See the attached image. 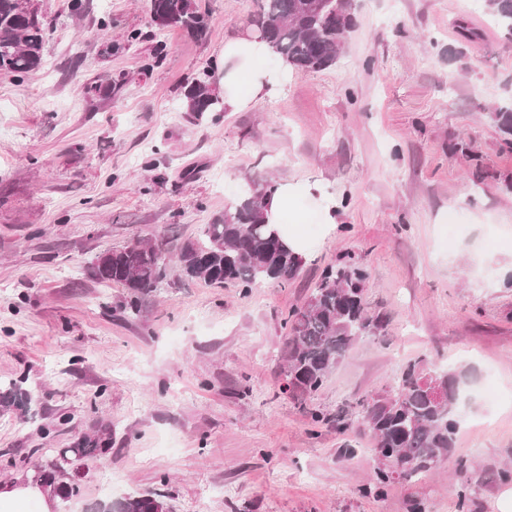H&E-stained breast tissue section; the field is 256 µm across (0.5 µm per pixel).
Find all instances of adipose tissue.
Instances as JSON below:
<instances>
[{"label": "adipose tissue", "mask_w": 512, "mask_h": 512, "mask_svg": "<svg viewBox=\"0 0 512 512\" xmlns=\"http://www.w3.org/2000/svg\"><path fill=\"white\" fill-rule=\"evenodd\" d=\"M266 53V45L254 38L225 41L221 82L226 107L241 109L253 99L272 93L287 78V67L271 69L263 65ZM301 191V186L282 184L269 197L265 208L267 223L284 229L286 240L298 251L304 250L306 244L296 232L287 231L286 224L290 215V201ZM56 500L57 495L52 487L29 480L0 485V512H28L29 505L34 502L39 504L40 512H51Z\"/></svg>", "instance_id": "obj_1"}]
</instances>
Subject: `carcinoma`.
<instances>
[{"label":"carcinoma","mask_w":512,"mask_h":512,"mask_svg":"<svg viewBox=\"0 0 512 512\" xmlns=\"http://www.w3.org/2000/svg\"><path fill=\"white\" fill-rule=\"evenodd\" d=\"M257 10L247 26L268 43L271 53L295 71H321L336 64L345 36L354 27L352 0H256ZM494 20L512 39V0H486ZM150 13L165 18L167 26L203 36L207 19L193 0H149ZM47 24L42 14L24 0H0V71L25 77L42 66ZM211 72L194 79L184 91V111L201 117L218 111ZM275 186L253 178L241 195L202 228L204 242L145 244L132 241L97 259L93 274L101 282L121 283L139 297L148 295L170 276L166 260L177 259L178 277L203 280L222 287L231 282L247 290L263 282L288 283L301 258L266 224L265 203ZM364 268L342 266L324 271L307 304L288 315L285 336L287 388L300 394L317 390L330 370L361 336H376L381 324L364 315ZM438 384L445 398L429 393ZM464 381L454 373L406 369L385 396L364 401L358 421L375 440L374 453L386 451L388 461L374 468L373 486H385L393 474L412 478L439 467L453 447L458 429ZM112 432L84 434L70 448L54 450V459L36 467L33 481L57 484L59 496L71 497L78 487L56 482L57 474L76 463L109 453ZM98 512H164L157 494L128 495L96 505Z\"/></svg>","instance_id":"1"}]
</instances>
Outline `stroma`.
Wrapping results in <instances>:
<instances>
[{"instance_id": "1", "label": "stroma", "mask_w": 512, "mask_h": 512, "mask_svg": "<svg viewBox=\"0 0 512 512\" xmlns=\"http://www.w3.org/2000/svg\"><path fill=\"white\" fill-rule=\"evenodd\" d=\"M195 2L205 38L131 43L148 0H85L77 16L37 0L42 69L0 72V389L27 395L0 408V483L107 425L111 453L82 462L55 512L138 493L167 512H493L512 485V147L491 114L512 106V42L485 0H356L336 65L197 120L186 80L220 74L256 4ZM258 174L336 195L332 224L298 201L311 249L288 284L173 279L135 316L126 288L94 277L133 240H199ZM352 256L384 329L291 396L284 320ZM411 363L467 371L460 426L440 467L378 495L355 420Z\"/></svg>"}]
</instances>
